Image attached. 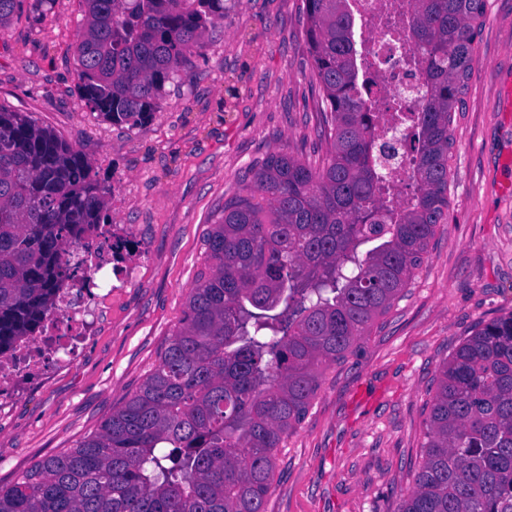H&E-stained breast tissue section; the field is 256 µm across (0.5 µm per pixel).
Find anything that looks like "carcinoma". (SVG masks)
Wrapping results in <instances>:
<instances>
[{"label":"carcinoma","instance_id":"cac0c4a2","mask_svg":"<svg viewBox=\"0 0 512 512\" xmlns=\"http://www.w3.org/2000/svg\"><path fill=\"white\" fill-rule=\"evenodd\" d=\"M80 99L134 128L226 0H81ZM424 95L413 202L382 197L395 147L376 143L348 0H304L326 156L271 153L204 239L160 363L98 432L0 488V512H266L278 450L325 371L401 296L448 217L453 113L486 0H410ZM110 223L92 165L20 112L0 110V350L39 331L60 288L88 274ZM423 461L397 512H512V312L482 323L442 365Z\"/></svg>","mask_w":512,"mask_h":512}]
</instances>
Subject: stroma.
I'll list each match as a JSON object with an SVG mask.
<instances>
[{
  "instance_id": "35a3bbf8",
  "label": "stroma",
  "mask_w": 512,
  "mask_h": 512,
  "mask_svg": "<svg viewBox=\"0 0 512 512\" xmlns=\"http://www.w3.org/2000/svg\"><path fill=\"white\" fill-rule=\"evenodd\" d=\"M23 4L0 22V108L83 153L132 245L95 275L114 295L105 307L85 300L96 329L78 359L0 403V487L98 432L158 365L203 267L204 238L247 166L318 147L302 0H228L159 111L133 129L77 94L80 0ZM451 134L448 221L403 298L326 371L277 455L267 512H395L421 460L442 364L480 322L512 312V0H487Z\"/></svg>"
}]
</instances>
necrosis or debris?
<instances>
[{
    "label": "necrosis or debris",
    "mask_w": 512,
    "mask_h": 512,
    "mask_svg": "<svg viewBox=\"0 0 512 512\" xmlns=\"http://www.w3.org/2000/svg\"><path fill=\"white\" fill-rule=\"evenodd\" d=\"M350 9L358 25L359 66L373 85L366 106L379 117L378 140L397 143L400 148L387 165L390 195L408 203L412 200L413 127L407 115L420 105L423 85V66L410 38L411 10L407 0H350ZM85 291V285L79 283L62 289L57 310L46 317L42 332L22 339L12 351L0 355V397L8 396L18 380L35 375L46 360L76 353L92 326L84 321L66 330L61 317L75 309Z\"/></svg>",
    "instance_id": "1"
}]
</instances>
